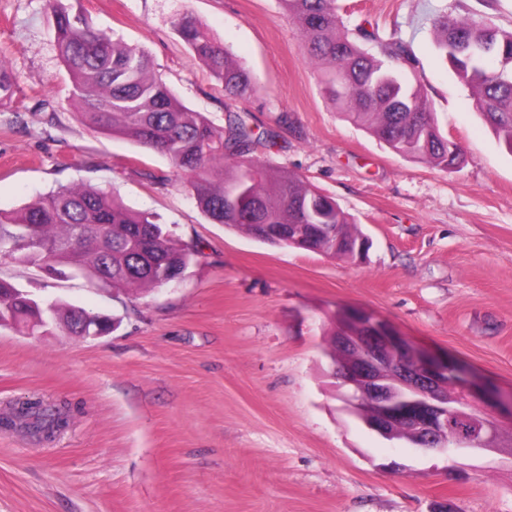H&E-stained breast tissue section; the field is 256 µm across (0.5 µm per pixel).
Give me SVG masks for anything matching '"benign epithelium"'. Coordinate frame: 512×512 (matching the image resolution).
I'll return each instance as SVG.
<instances>
[{"label":"benign epithelium","mask_w":512,"mask_h":512,"mask_svg":"<svg viewBox=\"0 0 512 512\" xmlns=\"http://www.w3.org/2000/svg\"><path fill=\"white\" fill-rule=\"evenodd\" d=\"M22 300L36 321L46 327L55 313L50 305L42 311L29 292L21 288L11 289V299L0 306V310L12 313V299ZM363 330L361 337L343 333L337 338L342 348L356 349L358 364L343 369L338 378L349 392V399L360 393L373 398L381 407L380 414L367 422V426L385 439L396 437L402 420H407L411 429L422 439L423 447L448 448L445 429L453 425L455 411L444 404L439 395L442 376L448 372V363H443L426 352L415 348L408 341L390 332L379 321L364 318L359 322ZM458 400L465 407L474 408L475 421L467 432L456 439L458 449H478L474 436L488 431L485 445L494 440L492 433L502 426V415L475 406V391L466 384Z\"/></svg>","instance_id":"obj_1"}]
</instances>
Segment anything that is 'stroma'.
<instances>
[{
	"label": "stroma",
	"instance_id": "obj_1",
	"mask_svg": "<svg viewBox=\"0 0 512 512\" xmlns=\"http://www.w3.org/2000/svg\"><path fill=\"white\" fill-rule=\"evenodd\" d=\"M145 49L176 97L214 125L224 87L178 36L185 12L255 77L241 102L253 157L351 214L363 260L274 247L212 223L169 160L82 124L47 0H0V209L61 185L116 191L201 250L147 294L0 260L41 299L117 317L111 333L0 326V418L34 400L65 413L51 441L0 429V512H512V448L441 452L388 441L331 375L339 319L369 315L512 394V150L442 58L426 13L512 30V0H338L348 28L399 30L409 71L463 164L402 157L326 99L278 0H63Z\"/></svg>",
	"mask_w": 512,
	"mask_h": 512
}]
</instances>
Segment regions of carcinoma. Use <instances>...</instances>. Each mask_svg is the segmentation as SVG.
Returning a JSON list of instances; mask_svg holds the SVG:
<instances>
[{"label": "carcinoma", "instance_id": "1", "mask_svg": "<svg viewBox=\"0 0 512 512\" xmlns=\"http://www.w3.org/2000/svg\"><path fill=\"white\" fill-rule=\"evenodd\" d=\"M296 24L307 62L331 103L395 152L442 169L464 161L462 149L439 130L419 87L404 80L413 62L398 30L383 38L347 28L336 0H279ZM55 40L73 85L77 118L165 155L186 176V188L214 222L243 229L272 245L331 258L364 255L353 218L298 174H273L248 158L257 137L239 111L226 107V126L186 107L154 69L146 51L77 23L80 10L50 0ZM437 47L497 137L512 149V31L447 10L430 17ZM184 44L224 84L227 95L255 91L248 70L191 16L175 21ZM377 44L371 53L359 41ZM15 78L0 59V99L14 95ZM147 213L117 203L100 188L61 186L12 211L0 209V258L59 277L86 279L116 291L160 288L180 278L199 256ZM55 326L76 336L69 306L57 305ZM29 429L50 434L64 426L51 409L19 413Z\"/></svg>", "mask_w": 512, "mask_h": 512}]
</instances>
